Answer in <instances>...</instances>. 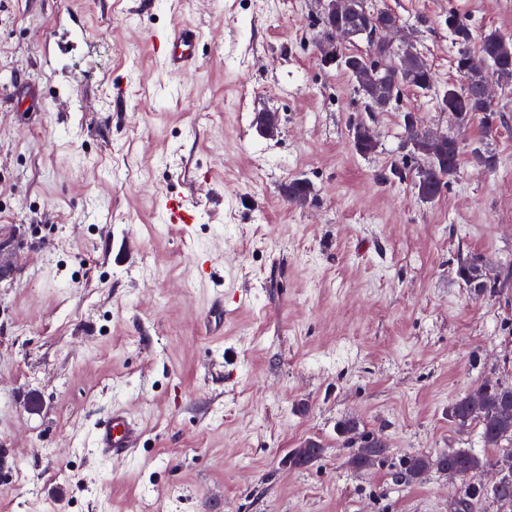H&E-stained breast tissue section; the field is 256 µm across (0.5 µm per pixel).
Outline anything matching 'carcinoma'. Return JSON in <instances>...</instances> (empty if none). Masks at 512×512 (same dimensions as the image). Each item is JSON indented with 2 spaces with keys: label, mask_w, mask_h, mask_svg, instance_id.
<instances>
[{
  "label": "carcinoma",
  "mask_w": 512,
  "mask_h": 512,
  "mask_svg": "<svg viewBox=\"0 0 512 512\" xmlns=\"http://www.w3.org/2000/svg\"><path fill=\"white\" fill-rule=\"evenodd\" d=\"M321 21L323 36L318 50L322 62L336 65L352 78L370 111H383L384 103L400 96L405 88L427 91L433 85V71L417 51L413 37L404 38L396 50L372 37V33L383 26L398 27L395 14L374 13L355 0H336V15L324 16ZM448 27L460 45L455 70L464 79V85L460 88L448 86L440 96L439 108L461 124L477 120L490 128L496 119V111L491 105L489 80L482 64L486 62L491 66L499 82L512 83V40L495 29L488 30L481 35L479 57L476 58L468 48L469 27L453 14L448 15ZM339 32L364 41L365 51L345 52L341 42L336 40ZM405 130L410 142L417 147L415 154L421 156L430 151L438 154L432 164L420 168L414 182L418 196H427L433 201L458 174L463 149L454 138L441 142L443 135L431 129L407 125ZM350 132L357 152L368 155L376 151L377 141L366 123L354 124ZM471 159L489 171L497 168L498 160L492 152L475 148L471 151ZM285 193L289 200L303 205L310 197L311 187L302 179H294L288 183ZM458 274L477 294L488 288L480 264L473 257L461 262ZM507 410L512 411V386L484 383L464 393L448 405V421L462 430L471 426L479 429L483 447L493 449L494 455L481 457L471 449L450 448L431 460L418 456L402 460L395 476L403 483L416 482L434 466L451 479L465 480L480 470L498 466L504 471L500 486L469 494L461 502L460 512H476L478 502L483 498L512 506V416L505 415ZM339 431L344 442L353 449L349 463L355 468H368L389 452V443L384 437L360 433L357 422L352 419L342 421ZM323 451L318 441L307 439L302 447L288 456V461L295 467L312 466L321 461Z\"/></svg>",
  "instance_id": "carcinoma-1"
}]
</instances>
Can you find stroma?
Listing matches in <instances>:
<instances>
[{
    "label": "stroma",
    "mask_w": 512,
    "mask_h": 512,
    "mask_svg": "<svg viewBox=\"0 0 512 512\" xmlns=\"http://www.w3.org/2000/svg\"><path fill=\"white\" fill-rule=\"evenodd\" d=\"M395 13L435 74L368 112L317 50L321 0H0V512H457L471 481L402 459L482 452L448 406L512 385V86H490V131L437 99L462 86L447 18L512 37V0H364ZM196 28L198 65L166 73L150 34ZM273 112L275 136L254 116ZM495 153L463 158L441 196L414 188L423 157L405 113ZM366 122L376 152L355 151ZM400 168L394 176L392 168ZM294 179L308 203L288 202ZM194 196L188 232L161 223ZM121 406L141 426L121 462L93 447ZM384 435L388 457L348 463L339 422ZM325 455L292 468L306 439ZM196 220V202L181 196H168L165 201L163 221L166 224L189 226ZM458 274L469 288H473L476 294L483 293L486 288H496V282H493V285H488L485 278H483L477 258H467L461 262Z\"/></svg>",
    "instance_id": "stroma-1"
}]
</instances>
